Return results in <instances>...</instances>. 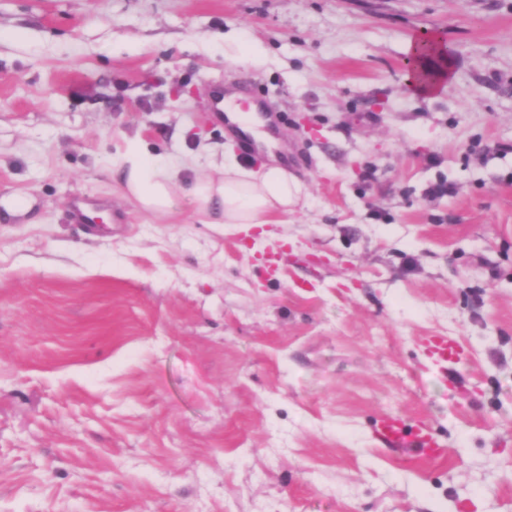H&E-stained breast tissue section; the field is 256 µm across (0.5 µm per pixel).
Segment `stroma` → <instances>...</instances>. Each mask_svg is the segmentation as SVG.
Here are the masks:
<instances>
[{"label": "stroma", "mask_w": 512, "mask_h": 512, "mask_svg": "<svg viewBox=\"0 0 512 512\" xmlns=\"http://www.w3.org/2000/svg\"><path fill=\"white\" fill-rule=\"evenodd\" d=\"M428 36L452 80L420 96ZM215 80L279 118L308 192L283 223L112 190L130 137L189 180L223 162ZM11 197L0 512H512V0H0ZM385 416L445 458L395 457ZM433 355L443 366L448 362H458L464 356L463 349L453 340L445 336H436L431 340Z\"/></svg>", "instance_id": "35a3bbf8"}]
</instances>
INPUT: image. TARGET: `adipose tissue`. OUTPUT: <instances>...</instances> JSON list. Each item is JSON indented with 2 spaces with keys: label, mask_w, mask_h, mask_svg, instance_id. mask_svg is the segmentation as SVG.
<instances>
[{
  "label": "adipose tissue",
  "mask_w": 512,
  "mask_h": 512,
  "mask_svg": "<svg viewBox=\"0 0 512 512\" xmlns=\"http://www.w3.org/2000/svg\"><path fill=\"white\" fill-rule=\"evenodd\" d=\"M112 165L125 199L140 211L167 219L180 216L181 202L187 198L202 224H278L307 194L305 185L283 165L254 171L231 157L185 181L181 167L159 164L138 137L124 139Z\"/></svg>",
  "instance_id": "adipose-tissue-1"
}]
</instances>
